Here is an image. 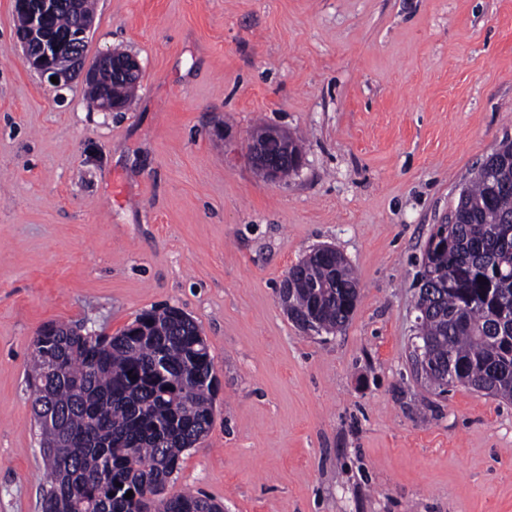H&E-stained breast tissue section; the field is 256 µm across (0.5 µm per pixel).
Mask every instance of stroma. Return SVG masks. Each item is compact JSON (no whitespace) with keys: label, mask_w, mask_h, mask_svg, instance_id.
<instances>
[{"label":"stroma","mask_w":512,"mask_h":512,"mask_svg":"<svg viewBox=\"0 0 512 512\" xmlns=\"http://www.w3.org/2000/svg\"><path fill=\"white\" fill-rule=\"evenodd\" d=\"M0 0V512L48 487L26 372L49 321L117 334L169 304L220 379L166 493L224 512H512V403L434 391L409 351L425 244L512 139V0H97L86 51L136 54L128 106L63 93ZM300 138L266 181L258 124ZM330 245L361 289L303 331L277 302Z\"/></svg>","instance_id":"1"}]
</instances>
